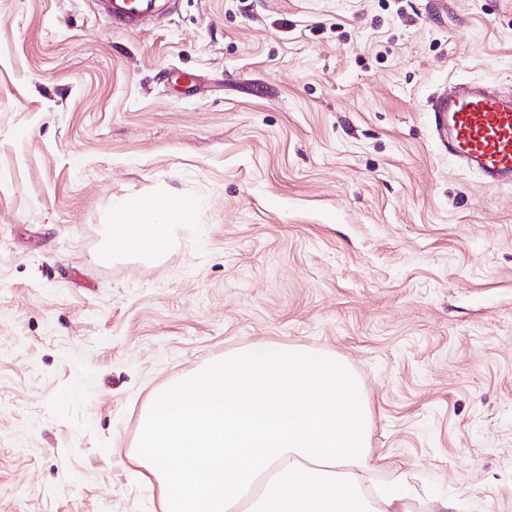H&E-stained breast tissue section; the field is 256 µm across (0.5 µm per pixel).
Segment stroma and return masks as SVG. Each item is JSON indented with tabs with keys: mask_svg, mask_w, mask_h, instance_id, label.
<instances>
[{
	"mask_svg": "<svg viewBox=\"0 0 512 512\" xmlns=\"http://www.w3.org/2000/svg\"><path fill=\"white\" fill-rule=\"evenodd\" d=\"M453 79L512 91V0H0V512H157L151 395L258 342L359 378L366 489L512 512V186L443 150ZM147 194L197 223L100 264ZM98 9L112 24L122 27H144L157 21L172 0H95Z\"/></svg>",
	"mask_w": 512,
	"mask_h": 512,
	"instance_id": "1",
	"label": "stroma"
}]
</instances>
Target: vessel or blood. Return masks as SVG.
<instances>
[{"mask_svg": "<svg viewBox=\"0 0 512 512\" xmlns=\"http://www.w3.org/2000/svg\"><path fill=\"white\" fill-rule=\"evenodd\" d=\"M112 24L137 28L157 21L170 0H96ZM451 161L489 188L512 186V94L476 81L453 82L431 105Z\"/></svg>", "mask_w": 512, "mask_h": 512, "instance_id": "obj_1", "label": "vessel or blood"}]
</instances>
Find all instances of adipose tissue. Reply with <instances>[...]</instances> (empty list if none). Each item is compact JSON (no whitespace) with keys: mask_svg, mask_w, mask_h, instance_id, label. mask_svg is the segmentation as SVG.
I'll return each mask as SVG.
<instances>
[{"mask_svg":"<svg viewBox=\"0 0 512 512\" xmlns=\"http://www.w3.org/2000/svg\"><path fill=\"white\" fill-rule=\"evenodd\" d=\"M197 210L183 207L181 200L166 195H144L137 201L121 199L113 206L109 238L100 259L113 261L139 251H158L175 226L195 223Z\"/></svg>","mask_w":512,"mask_h":512,"instance_id":"1","label":"adipose tissue"}]
</instances>
